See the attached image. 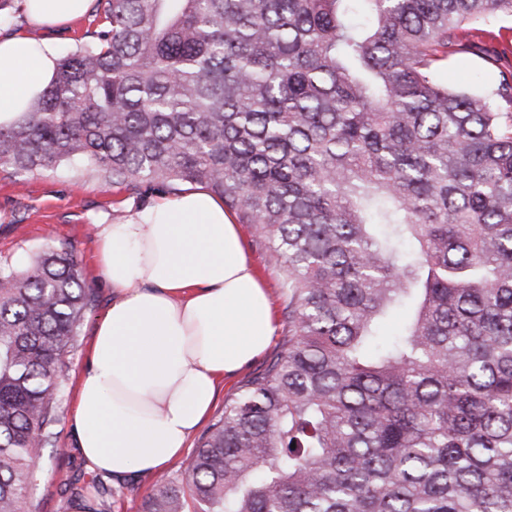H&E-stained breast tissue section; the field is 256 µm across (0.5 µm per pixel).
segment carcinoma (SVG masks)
<instances>
[{"instance_id": "obj_1", "label": "carcinoma", "mask_w": 512, "mask_h": 512, "mask_svg": "<svg viewBox=\"0 0 512 512\" xmlns=\"http://www.w3.org/2000/svg\"><path fill=\"white\" fill-rule=\"evenodd\" d=\"M28 118L14 177L203 185L285 268L266 368L143 512H512V0H97ZM497 71L472 91L439 73ZM94 293L73 248L0 266V512ZM413 309L391 336L380 324ZM440 77L448 85L473 88L488 83L494 75L487 73L479 57L469 56L451 61L448 67L441 71Z\"/></svg>"}]
</instances>
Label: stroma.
I'll list each match as a JSON object with an SVG mask.
<instances>
[{
  "instance_id": "obj_1",
  "label": "stroma",
  "mask_w": 512,
  "mask_h": 512,
  "mask_svg": "<svg viewBox=\"0 0 512 512\" xmlns=\"http://www.w3.org/2000/svg\"><path fill=\"white\" fill-rule=\"evenodd\" d=\"M160 196V190L155 189L116 203L111 182L98 177L90 164L80 161L36 171L20 181L0 171V264L24 271L48 246L74 247L96 298L79 329L78 346L70 357L50 441L38 449L41 466L28 490L27 512H83L86 501L96 497L90 487L93 475L79 454L69 424L79 377L87 364L92 331L110 301V292L102 287L94 267L93 227L128 220L140 206ZM239 231L269 291L277 329L266 353L225 379L220 400L210 413L214 420L224 411V399L235 394L245 378L267 366L287 329L288 299L281 288L286 272L283 267L269 263L268 251L253 225H240ZM174 476V469L169 466L155 474L113 483L112 495L107 500L108 512H141L145 497Z\"/></svg>"
}]
</instances>
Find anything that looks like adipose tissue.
<instances>
[{"instance_id": "ef3b65f1", "label": "adipose tissue", "mask_w": 512, "mask_h": 512, "mask_svg": "<svg viewBox=\"0 0 512 512\" xmlns=\"http://www.w3.org/2000/svg\"><path fill=\"white\" fill-rule=\"evenodd\" d=\"M89 0H25L55 29ZM51 37L0 39V126L25 121L51 82ZM96 266L111 301L96 323L70 423L87 468L110 479L182 457L226 377L268 348L269 295L233 216L205 190L160 197L121 224H99Z\"/></svg>"}]
</instances>
